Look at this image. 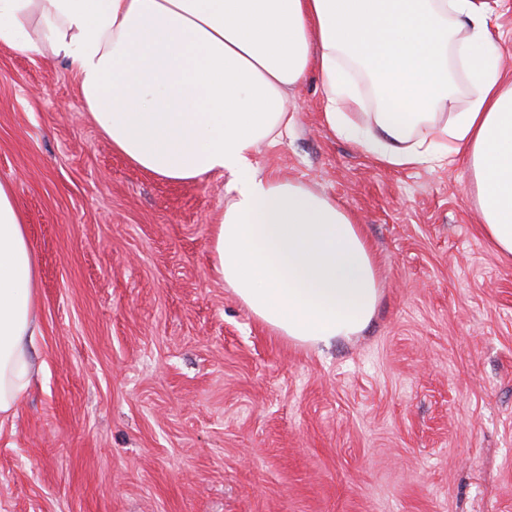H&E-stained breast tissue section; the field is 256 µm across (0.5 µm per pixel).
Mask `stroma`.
<instances>
[{
	"mask_svg": "<svg viewBox=\"0 0 512 512\" xmlns=\"http://www.w3.org/2000/svg\"><path fill=\"white\" fill-rule=\"evenodd\" d=\"M308 78L265 173L357 216L368 326L330 346L258 322L215 274L226 179L114 152L52 56L0 47V180L38 260L36 381L0 428V512H512V260L464 158L377 166Z\"/></svg>",
	"mask_w": 512,
	"mask_h": 512,
	"instance_id": "obj_1",
	"label": "stroma"
}]
</instances>
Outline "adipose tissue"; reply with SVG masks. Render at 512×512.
Returning a JSON list of instances; mask_svg holds the SVG:
<instances>
[{
  "label": "adipose tissue",
  "instance_id": "1",
  "mask_svg": "<svg viewBox=\"0 0 512 512\" xmlns=\"http://www.w3.org/2000/svg\"><path fill=\"white\" fill-rule=\"evenodd\" d=\"M506 2L0 0V47L62 60L100 133L140 169L171 182L226 176L215 272L276 334L327 345L375 313L372 251L330 195L263 173L259 147L293 128L289 95L317 74L329 128L380 166L464 155L481 231L512 258V80L488 25ZM37 288L15 187L0 180V417L32 385Z\"/></svg>",
  "mask_w": 512,
  "mask_h": 512
}]
</instances>
